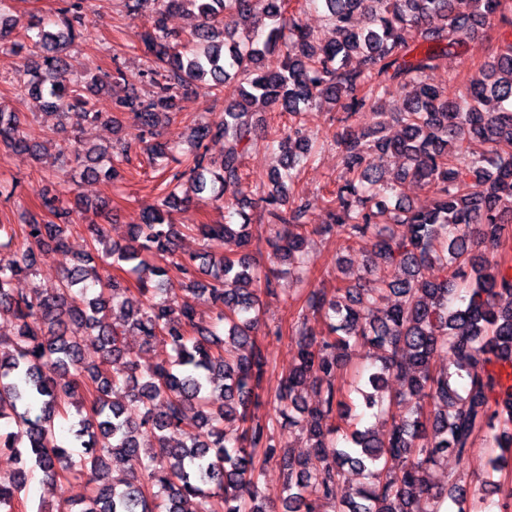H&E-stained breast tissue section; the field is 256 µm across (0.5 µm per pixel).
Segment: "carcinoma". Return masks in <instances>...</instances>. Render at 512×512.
Listing matches in <instances>:
<instances>
[{"label": "carcinoma", "mask_w": 512, "mask_h": 512, "mask_svg": "<svg viewBox=\"0 0 512 512\" xmlns=\"http://www.w3.org/2000/svg\"><path fill=\"white\" fill-rule=\"evenodd\" d=\"M62 2L53 24L30 18L25 31L35 32L32 45L9 43L13 52L32 56L23 75L29 95L64 118L79 107L78 117L90 123L111 122L114 112L133 115L134 142L120 143L117 156L128 163L133 147L142 145L156 164L169 156L157 128L180 98L204 83L228 104L217 121H193L190 142L198 150L222 138L224 159L206 168L193 153L143 223L129 226L124 245L109 241L103 225H87L102 247L103 267L130 264L139 275L143 300L124 328L142 345L163 343L172 352V361L146 374L131 358L110 374L83 362L87 343L105 358L129 355L106 312L126 309L130 288L95 270L91 254L64 269L55 288L36 282L26 293L14 288L19 279L35 277L39 258L68 252L74 209L65 195L44 194L39 203L62 224L34 213L19 232L0 224V315L16 320L14 337L0 341V451L19 463L0 477V512H13L36 472L56 482L88 477L95 487L77 512H188L182 503L192 499L195 512H319L323 502L335 504L333 512H486L487 500L498 494L499 512H512V488L494 480L512 468L502 453L489 458L485 480L471 492L453 477L435 487L424 475L448 450L464 461L481 433L497 448H512V304H499L512 297V262L493 261L481 250L484 244L512 248V32L499 35L465 94L429 82L430 72L495 17L509 23L507 0H473L467 14L456 0H319L336 31L332 41L287 13L284 0H127L129 11H148L138 38L154 66L147 73L152 90L124 96L113 93L125 81L117 61L108 70L73 74L69 15L91 13L94 4ZM185 10L199 23L179 46L167 16ZM408 27L419 30V41H407ZM392 85L404 91L393 115L399 135L384 138L377 127L340 119L334 141L344 152L345 172L327 200L324 230L350 241L375 229V255L401 275L384 272L364 288L339 286L332 298L309 292V308L331 319L329 335L317 338L305 323L297 325L275 412L306 435L312 451L280 454L273 428L249 417L267 374L253 341L260 294L272 287L252 256V224L247 217L241 224H177L173 212L195 200L230 209L245 192L242 159L254 145L253 114L280 108L292 125L269 146L281 151L282 168L269 177L273 190L258 201L271 218L272 259L304 280L311 265L308 205L290 199L288 189L300 160L313 151L306 118L325 103L350 115L367 109L382 117ZM88 94L107 95L109 109L87 107ZM490 100L501 109L487 111ZM473 140L488 144L490 154L485 165L472 167L469 182L460 153ZM1 149L37 157L40 145L21 113L0 106ZM72 157L87 176L124 180L110 146L86 152L76 146ZM391 157L403 159L400 179L433 191L431 208L390 207L393 188L382 170ZM390 224L407 226L409 234L396 235ZM187 231L231 249L187 252L180 247ZM428 267L438 275L423 277ZM172 268L190 290L209 296L211 320L168 300ZM390 294L399 302L382 306ZM364 345L377 350L379 364L358 373L355 392L363 403L356 404L336 378L350 350ZM442 353L448 367L435 373L430 362ZM391 379L399 389L386 401L380 391ZM307 385L322 392L315 407L300 402ZM374 409L387 414L385 429L359 428L365 411ZM188 410L197 415L191 430L184 428ZM74 414L69 437H60L58 425ZM259 458L264 464L276 459L283 470L280 511L259 488ZM113 463L128 466L121 489L107 481ZM346 466L366 479L352 496L339 492Z\"/></svg>", "instance_id": "obj_1"}]
</instances>
